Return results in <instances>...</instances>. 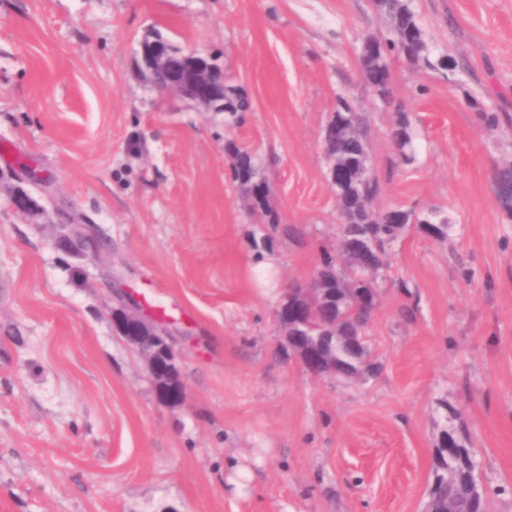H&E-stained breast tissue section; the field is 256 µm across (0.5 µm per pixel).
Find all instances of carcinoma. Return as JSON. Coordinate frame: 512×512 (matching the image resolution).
Returning a JSON list of instances; mask_svg holds the SVG:
<instances>
[{
	"label": "carcinoma",
	"mask_w": 512,
	"mask_h": 512,
	"mask_svg": "<svg viewBox=\"0 0 512 512\" xmlns=\"http://www.w3.org/2000/svg\"><path fill=\"white\" fill-rule=\"evenodd\" d=\"M378 10L398 21L390 36L370 35L377 44V54L364 52L361 65L373 67L388 64L397 57L417 69L446 66L445 60L431 59L430 50L411 7L412 0H375ZM229 115L237 117L250 109V102L239 89L224 87ZM327 125L340 127V134L325 143L330 164L362 172V176L336 184V207L342 224L338 229L336 254L325 252L320 261L321 278L306 287L309 318L293 336H307L318 342L324 351L342 365L340 376L354 380L376 375L380 363L371 358L366 331L378 306L379 279L387 268L392 247L404 230L413 224L430 229L438 240L453 236L455 224L446 216L430 212L420 217L413 210L377 209L374 199L377 182L368 165V123L364 113L343 96L336 99V110ZM391 141L400 161H415L414 130L409 115L397 112L391 130ZM233 155V177L238 166H248V179L259 180L249 154L229 146ZM499 200L512 217V161L507 160L498 170ZM444 428L441 441L434 448V462L428 488V509L431 512H483L485 491L478 487V461L467 438L459 432L455 421L457 409L443 402Z\"/></svg>",
	"instance_id": "cac0c4a2"
}]
</instances>
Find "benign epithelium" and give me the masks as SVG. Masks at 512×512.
Segmentation results:
<instances>
[{
	"label": "benign epithelium",
	"mask_w": 512,
	"mask_h": 512,
	"mask_svg": "<svg viewBox=\"0 0 512 512\" xmlns=\"http://www.w3.org/2000/svg\"><path fill=\"white\" fill-rule=\"evenodd\" d=\"M141 73L149 79L158 74L166 75L163 92L179 96L182 95V78H189L200 90L195 99L197 104L209 112L224 111V74L215 69L210 56L197 52L184 56L167 39L154 33L141 44ZM11 202L18 212L29 217L39 212L33 198L23 190L15 191ZM64 228L62 244L70 249L78 246L75 253L85 259L100 258L101 244L94 233L77 234L69 224ZM302 311L301 299L288 296L278 310V325L286 347L294 341V337L288 335V318ZM112 318L118 334L140 354L158 397L173 405L184 403L187 393L180 376L178 356L166 328L144 315L119 292L115 295ZM295 356L317 378L336 374L331 366L316 365L308 351H299Z\"/></svg>",
	"instance_id": "1"
}]
</instances>
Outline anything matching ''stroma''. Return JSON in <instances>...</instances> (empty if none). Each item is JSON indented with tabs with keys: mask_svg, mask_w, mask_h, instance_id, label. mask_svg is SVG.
Wrapping results in <instances>:
<instances>
[{
	"mask_svg": "<svg viewBox=\"0 0 512 512\" xmlns=\"http://www.w3.org/2000/svg\"><path fill=\"white\" fill-rule=\"evenodd\" d=\"M412 6L450 66L390 58L385 103L359 66L389 30L373 0H0V512H424L443 400L486 512H512V219L496 191L512 0ZM153 32L218 57L250 109L234 119L145 82ZM340 96L368 117L376 206L457 226L440 241L414 225L393 247L367 331L381 369L353 383L312 377L277 323L336 243L322 132ZM400 109L416 161L392 170ZM230 141L277 225L233 181ZM18 185L44 200L37 220L13 209ZM59 203L95 229L99 260L59 247ZM116 290L169 330L183 405L157 400L115 330Z\"/></svg>",
	"mask_w": 512,
	"mask_h": 512,
	"instance_id": "stroma-1",
	"label": "stroma"
}]
</instances>
